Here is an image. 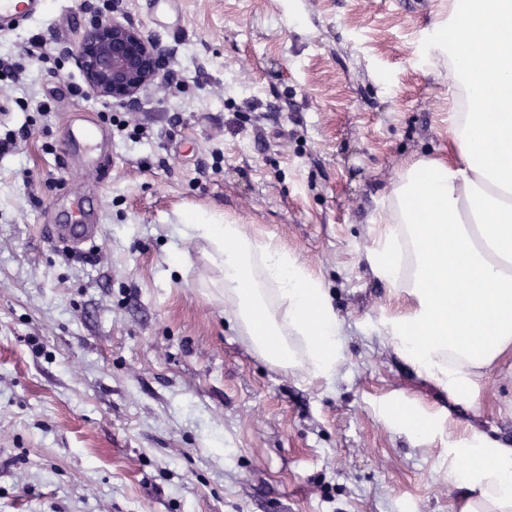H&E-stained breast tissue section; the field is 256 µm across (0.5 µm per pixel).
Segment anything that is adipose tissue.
Segmentation results:
<instances>
[{
  "mask_svg": "<svg viewBox=\"0 0 512 512\" xmlns=\"http://www.w3.org/2000/svg\"><path fill=\"white\" fill-rule=\"evenodd\" d=\"M433 45L452 79L450 156L405 163L366 260L407 299L384 336L461 401L512 354V0H448ZM183 232L208 243L210 286L255 354L312 378L334 373L336 312L319 277L237 224L190 215ZM388 417L420 438L442 429L411 401ZM448 480L466 491L460 512H512V448L485 433L468 427L449 442Z\"/></svg>",
  "mask_w": 512,
  "mask_h": 512,
  "instance_id": "1",
  "label": "adipose tissue"
}]
</instances>
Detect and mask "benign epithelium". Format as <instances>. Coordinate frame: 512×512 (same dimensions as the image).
Returning a JSON list of instances; mask_svg holds the SVG:
<instances>
[{"mask_svg": "<svg viewBox=\"0 0 512 512\" xmlns=\"http://www.w3.org/2000/svg\"><path fill=\"white\" fill-rule=\"evenodd\" d=\"M86 9L92 18L80 40L57 51L74 62L87 93L136 112L145 92L173 81L177 48L145 35L123 0H111L106 17L90 0Z\"/></svg>", "mask_w": 512, "mask_h": 512, "instance_id": "benign-epithelium-1", "label": "benign epithelium"}]
</instances>
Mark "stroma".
I'll return each instance as SVG.
<instances>
[{
    "instance_id": "stroma-1",
    "label": "stroma",
    "mask_w": 512,
    "mask_h": 512,
    "mask_svg": "<svg viewBox=\"0 0 512 512\" xmlns=\"http://www.w3.org/2000/svg\"><path fill=\"white\" fill-rule=\"evenodd\" d=\"M178 48L174 81L139 111L86 94L58 43L83 0H49L0 32L22 64L0 79V512H455L448 437L477 426L512 448V356L476 400L449 401L384 336L406 300L365 254L391 183L448 155L450 80L431 64L448 0H125ZM45 41L33 54L34 38ZM47 102L49 113L39 112ZM112 115L107 175L65 126ZM97 208L95 247L54 244L72 194ZM242 225L323 282L339 321L331 379L252 353L186 216ZM416 400L423 440L387 423ZM388 418L402 425L420 438H430L442 430V423L431 413H421L414 402L406 401L392 405Z\"/></svg>"
}]
</instances>
